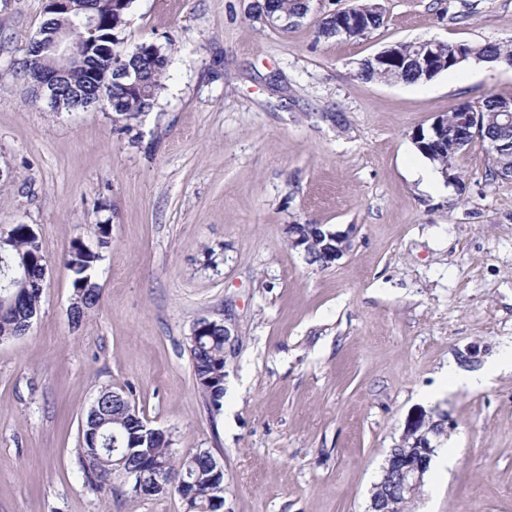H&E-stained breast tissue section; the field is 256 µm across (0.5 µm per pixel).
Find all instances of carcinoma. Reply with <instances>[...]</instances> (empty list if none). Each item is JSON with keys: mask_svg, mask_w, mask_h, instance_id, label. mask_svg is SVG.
<instances>
[{"mask_svg": "<svg viewBox=\"0 0 512 512\" xmlns=\"http://www.w3.org/2000/svg\"><path fill=\"white\" fill-rule=\"evenodd\" d=\"M133 2L128 0V6L120 15L112 12L106 0H73V5L78 12L89 9L98 14L95 37L106 38V45L110 46L115 44L117 34L125 26ZM275 8L278 14L293 22L307 14L308 0H275ZM352 12L360 16L371 32L384 24V15L376 4H356ZM67 17L66 13H46L40 42L25 48L21 72L26 81H31L53 64L48 41L65 26ZM463 50L469 61L491 59L504 65L512 61L511 44H465ZM392 51L399 62L380 65L374 58H368L360 64L359 76L368 81L416 83L429 81L450 69L443 62L433 73L426 74L412 65V49L407 44H394ZM108 62V52L105 51L96 58L88 57L86 65L106 71V78L111 83L112 124L135 143L143 117L154 109L164 89L163 79L170 63L169 49L155 42L139 44L124 58L125 76L108 71ZM479 111L482 112V122L473 137L486 144L489 138L503 134V113L512 112V100L489 97L479 106ZM453 144V138L444 136L429 147L428 159L444 175L455 173L460 156ZM109 223L107 218L98 224L99 250L93 251L77 240L62 258L73 274L74 300L78 302L73 321L76 326L98 307L101 300L93 270L103 258L101 249L110 244ZM297 229L311 248V253L306 255L308 263H317L319 247L326 241L324 235L328 226L299 224ZM45 256L43 243L29 224H14L0 238V341L24 335L37 315L43 294ZM190 342L196 386L206 403L218 411L224 401V328L204 327L200 335L190 337ZM98 395L103 397V405L86 414L79 454V464L90 487L116 491L126 486L129 470L123 471L113 463L117 459L113 449L124 448L129 451L127 463L148 477L141 485L129 486L131 493L162 496L166 492L164 485L179 480L189 469L192 471L191 483L184 491L183 508L186 512H213L218 508L219 501L224 499V476L213 475L208 458L174 455L170 441L152 438L142 428L144 419L129 415L130 400L127 397H114L109 388L100 390Z\"/></svg>", "mask_w": 512, "mask_h": 512, "instance_id": "carcinoma-1", "label": "carcinoma"}]
</instances>
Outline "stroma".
<instances>
[{"label": "stroma", "mask_w": 512, "mask_h": 512, "mask_svg": "<svg viewBox=\"0 0 512 512\" xmlns=\"http://www.w3.org/2000/svg\"><path fill=\"white\" fill-rule=\"evenodd\" d=\"M253 0H135L116 44H166L171 65L140 140L104 112L32 104L14 72L45 0H0V234L29 224L49 265L30 330L0 342V512H183L177 495L91 491L78 463L98 391L123 392L185 457L224 465L225 512H367L405 422L447 416L408 512H512V178L481 141L459 181L423 185L412 133L458 105L512 99V68L476 62L427 82L366 81L361 62L416 39L512 42V0H377L360 39L318 36L355 0H311L287 29ZM111 245L102 301L69 317L73 241ZM291 224L354 225L318 268ZM225 321L224 405L198 391L195 323ZM352 12L360 16L364 26L369 28L367 32L377 30L384 24V15L376 4H356L352 7Z\"/></svg>", "instance_id": "obj_1"}]
</instances>
